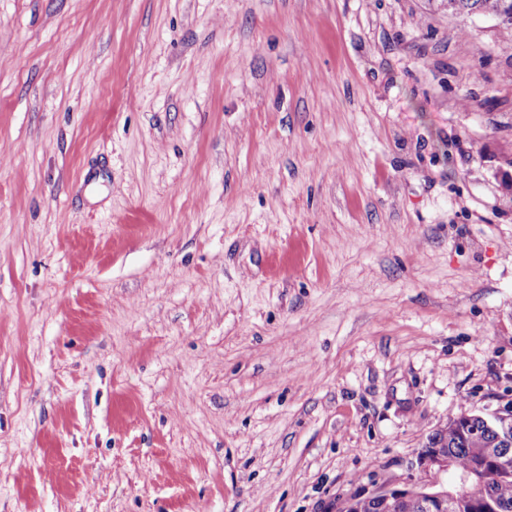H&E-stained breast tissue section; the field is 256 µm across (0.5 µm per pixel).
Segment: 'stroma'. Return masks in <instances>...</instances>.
Returning <instances> with one entry per match:
<instances>
[{
	"label": "stroma",
	"mask_w": 512,
	"mask_h": 512,
	"mask_svg": "<svg viewBox=\"0 0 512 512\" xmlns=\"http://www.w3.org/2000/svg\"><path fill=\"white\" fill-rule=\"evenodd\" d=\"M508 173L493 18L0 0V512H339L405 477L512 405Z\"/></svg>",
	"instance_id": "stroma-1"
}]
</instances>
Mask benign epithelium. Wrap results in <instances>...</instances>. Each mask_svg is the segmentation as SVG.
<instances>
[{"label": "benign epithelium", "instance_id": "7a95c632", "mask_svg": "<svg viewBox=\"0 0 512 512\" xmlns=\"http://www.w3.org/2000/svg\"><path fill=\"white\" fill-rule=\"evenodd\" d=\"M486 417L499 426L501 446L490 456L474 462L468 470L455 475L453 483L445 485L438 480L439 475L448 473V450L423 445L409 463L406 478L378 484L366 493L347 498L341 505L342 512H348L362 498L375 501L384 512H389L404 497L419 500L425 512H451L460 488L471 483L484 485L496 471L512 468V407L488 413Z\"/></svg>", "mask_w": 512, "mask_h": 512}]
</instances>
